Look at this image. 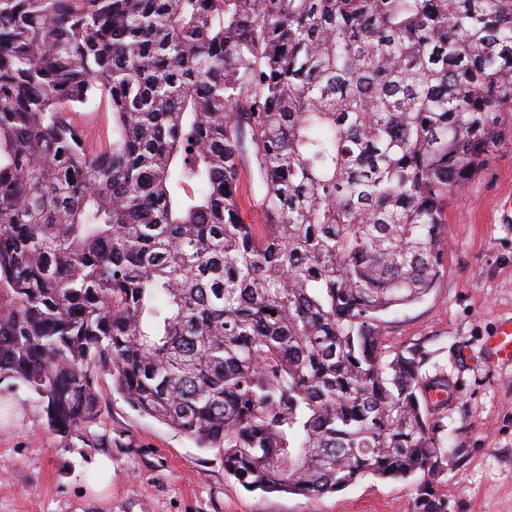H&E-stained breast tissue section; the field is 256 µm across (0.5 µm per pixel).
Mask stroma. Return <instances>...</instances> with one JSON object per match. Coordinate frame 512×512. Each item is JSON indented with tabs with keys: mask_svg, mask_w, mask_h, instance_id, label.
<instances>
[{
	"mask_svg": "<svg viewBox=\"0 0 512 512\" xmlns=\"http://www.w3.org/2000/svg\"><path fill=\"white\" fill-rule=\"evenodd\" d=\"M446 219L435 288L384 315L382 343L395 351L431 341V369L448 374L452 452L438 476L448 512H512V364L488 355L512 321V141L489 155ZM98 392L104 439L91 444L57 431L40 395L0 379V512H413L412 478H367L311 498L246 490L225 473L221 450L133 410L108 377ZM102 455L112 479L100 491L91 465Z\"/></svg>",
	"mask_w": 512,
	"mask_h": 512,
	"instance_id": "35a3bbf8",
	"label": "stroma"
}]
</instances>
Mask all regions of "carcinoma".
Here are the masks:
<instances>
[{
	"label": "carcinoma",
	"instance_id": "1",
	"mask_svg": "<svg viewBox=\"0 0 512 512\" xmlns=\"http://www.w3.org/2000/svg\"><path fill=\"white\" fill-rule=\"evenodd\" d=\"M505 112L512 0H0V378L66 432L105 375L245 488L417 476L448 512V376L382 316L435 288ZM85 118H89L91 126L96 134L105 140L111 135L112 115L105 99H95L84 108ZM256 190L257 182L254 180L253 174L250 170V164L245 158L242 163L240 191L243 218L247 224H260V220L257 218L256 213L252 210L249 204V200L254 196Z\"/></svg>",
	"mask_w": 512,
	"mask_h": 512
}]
</instances>
